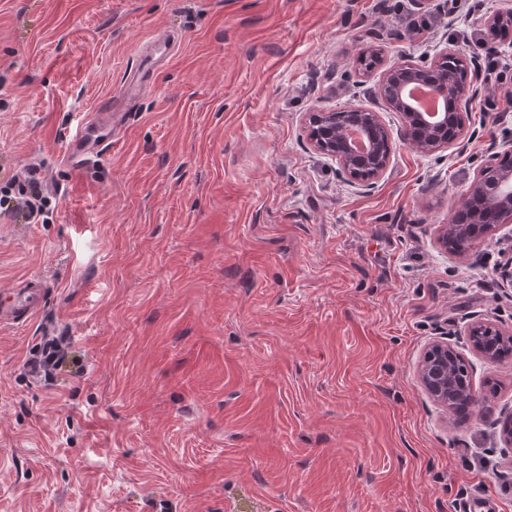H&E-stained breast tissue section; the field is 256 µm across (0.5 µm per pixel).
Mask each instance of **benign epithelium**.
Returning a JSON list of instances; mask_svg holds the SVG:
<instances>
[{
    "label": "benign epithelium",
    "mask_w": 512,
    "mask_h": 512,
    "mask_svg": "<svg viewBox=\"0 0 512 512\" xmlns=\"http://www.w3.org/2000/svg\"><path fill=\"white\" fill-rule=\"evenodd\" d=\"M436 94L450 102V111L439 112L433 120L425 118L424 114L416 111L407 99L400 95L392 104V108L402 114L403 125L401 138L410 147L424 153H433L438 150L460 151L467 142L466 132L453 137H441L452 122L453 116L463 114L471 106L480 93L477 86L467 84L458 87L451 76L433 84ZM351 112V127L358 129L366 138L368 147L365 152H356L347 137H342L340 150H331L326 143L317 136L309 137L313 149L320 154L336 158L340 168L339 174L347 181L366 186L371 179L362 178L356 171V166L364 163L377 164L375 176H380L387 168L391 152L380 150L381 135L386 129L381 122L379 113L369 109L354 107ZM508 157L502 158L497 154L488 157L484 165L474 174L467 187L464 204L473 200L485 203L486 213H496L500 216L499 223L487 224L482 232H477L474 226L465 224H443L440 226V240L448 243V237H465L469 240L492 232L509 228L512 233V149H506ZM459 357L458 352L446 342H436L424 352L418 365V380L427 395L440 406L451 409V398L456 395V384L450 374L448 363Z\"/></svg>",
    "instance_id": "7a95c632"
}]
</instances>
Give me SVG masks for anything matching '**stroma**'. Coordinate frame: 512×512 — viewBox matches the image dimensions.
Returning <instances> with one entry per match:
<instances>
[{
  "label": "stroma",
  "mask_w": 512,
  "mask_h": 512,
  "mask_svg": "<svg viewBox=\"0 0 512 512\" xmlns=\"http://www.w3.org/2000/svg\"><path fill=\"white\" fill-rule=\"evenodd\" d=\"M431 0H0V186L35 168L56 208L0 215V290L40 279L38 316L0 327V512H512V358L473 354L482 319L512 330V237L456 255L439 228L512 112L484 57L512 34ZM429 24L427 41L415 27ZM181 35L159 58L156 39ZM379 50L370 73L355 59ZM472 59L481 93L461 152L423 155L374 98L384 69ZM120 140L93 168L72 137L130 73ZM379 112L393 144L369 189L312 150L307 117ZM59 367L30 364L47 339ZM448 341L478 415L423 391L425 348Z\"/></svg>",
  "instance_id": "obj_1"
}]
</instances>
